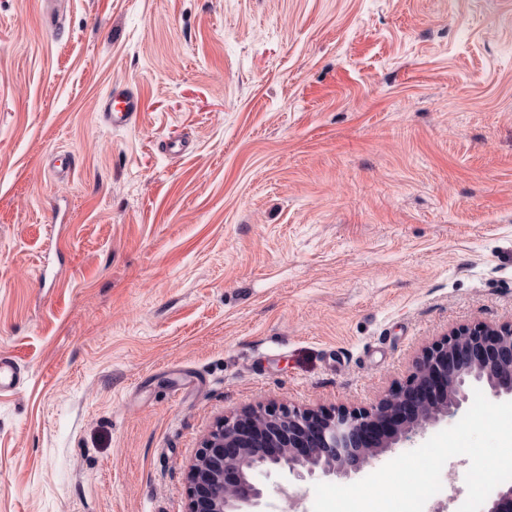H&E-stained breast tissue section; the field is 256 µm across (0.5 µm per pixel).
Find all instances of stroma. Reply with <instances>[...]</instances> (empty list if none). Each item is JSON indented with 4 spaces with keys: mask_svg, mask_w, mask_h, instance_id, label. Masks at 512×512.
<instances>
[{
    "mask_svg": "<svg viewBox=\"0 0 512 512\" xmlns=\"http://www.w3.org/2000/svg\"><path fill=\"white\" fill-rule=\"evenodd\" d=\"M63 2L0 0V512H187L225 417L512 321V0ZM143 107L141 96L128 86H116L103 102V119L120 128L136 121Z\"/></svg>",
    "mask_w": 512,
    "mask_h": 512,
    "instance_id": "stroma-1",
    "label": "stroma"
}]
</instances>
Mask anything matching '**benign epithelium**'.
I'll use <instances>...</instances> for the list:
<instances>
[{"label": "benign epithelium", "mask_w": 512, "mask_h": 512, "mask_svg": "<svg viewBox=\"0 0 512 512\" xmlns=\"http://www.w3.org/2000/svg\"><path fill=\"white\" fill-rule=\"evenodd\" d=\"M474 387L512 400V322L463 324L427 347L402 385L368 408L246 409L224 419L186 473L188 512H248L264 491L251 474L348 477L427 426L456 414ZM483 512H512V486Z\"/></svg>", "instance_id": "benign-epithelium-1"}]
</instances>
